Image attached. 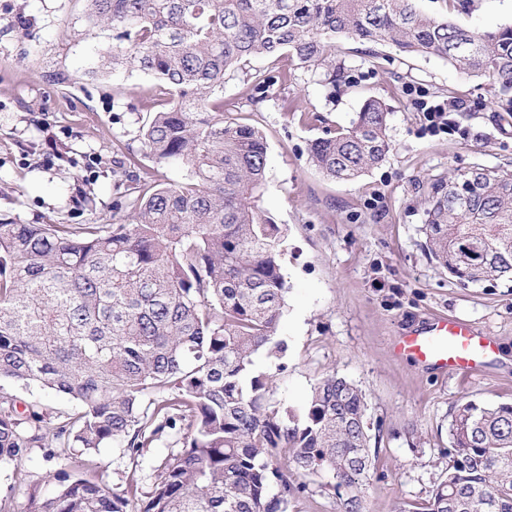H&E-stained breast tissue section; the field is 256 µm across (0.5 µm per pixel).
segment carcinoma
<instances>
[{
    "mask_svg": "<svg viewBox=\"0 0 512 512\" xmlns=\"http://www.w3.org/2000/svg\"><path fill=\"white\" fill-rule=\"evenodd\" d=\"M83 22L112 28V70L134 65L166 98L145 101L144 155L178 166L162 186L144 171L113 206V224L0 220V380L77 403L24 411L0 388V463L35 448L63 467L51 493L31 487L21 512H288L328 473L334 512H364L373 456L367 403L334 374L302 408L273 399L256 359H282L288 292L284 232L260 208L264 133L224 117V76L252 57L321 64L331 40L448 61L485 78L512 109V24L463 28L417 0H85ZM252 105L280 97L288 69L250 75ZM388 109L364 102L351 126L314 140L309 162L351 181L389 151ZM428 250L463 286L512 282V172L477 167L429 183ZM182 435L149 488L139 458ZM453 456L419 512H512V404L455 407ZM116 443L132 462L121 489L96 455Z\"/></svg>",
    "mask_w": 512,
    "mask_h": 512,
    "instance_id": "1",
    "label": "carcinoma"
}]
</instances>
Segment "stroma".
Instances as JSON below:
<instances>
[{
  "label": "stroma",
  "mask_w": 512,
  "mask_h": 512,
  "mask_svg": "<svg viewBox=\"0 0 512 512\" xmlns=\"http://www.w3.org/2000/svg\"><path fill=\"white\" fill-rule=\"evenodd\" d=\"M421 9L488 30L512 22V0H420ZM83 0H0V218L19 224H108L124 155H141L142 104L156 93L138 68L102 77L108 28L86 29ZM325 66L291 68L283 100L245 104L248 73L272 70L264 57L224 77V114L267 138L261 207L287 230L288 294L279 334L282 362L261 360L276 378L275 400L299 406L324 375L358 384L376 439L365 512H410L428 499L448 465L456 405L512 403V286L463 287L431 260L423 232L432 179L476 166L512 170V112L491 102L487 81L447 61L394 46L337 38ZM417 87L458 103L453 131L431 135L408 95ZM389 109L385 160L358 180L325 177L308 161L310 143L349 126L368 98ZM435 314L489 332L496 351L481 376L445 374L397 355L398 340ZM44 449L23 465L0 466V498L23 507L27 486L59 469Z\"/></svg>",
  "instance_id": "stroma-1"
}]
</instances>
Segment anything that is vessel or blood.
<instances>
[{"instance_id": "1", "label": "vessel or blood", "mask_w": 512, "mask_h": 512, "mask_svg": "<svg viewBox=\"0 0 512 512\" xmlns=\"http://www.w3.org/2000/svg\"><path fill=\"white\" fill-rule=\"evenodd\" d=\"M494 348L493 337L472 323L438 316L408 331L398 350L404 357L443 373L476 376Z\"/></svg>"}]
</instances>
